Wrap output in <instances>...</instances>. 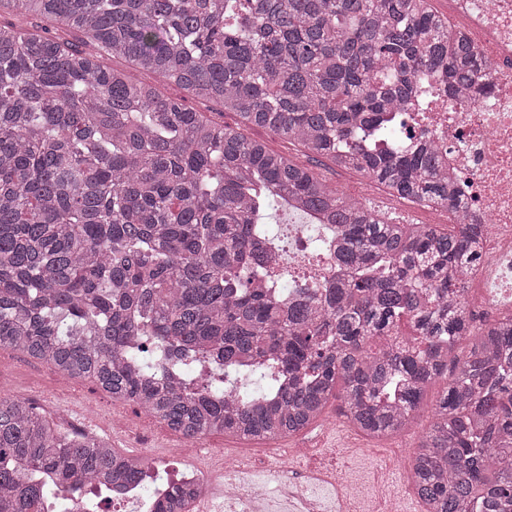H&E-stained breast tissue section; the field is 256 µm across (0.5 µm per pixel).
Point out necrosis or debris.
I'll list each match as a JSON object with an SVG mask.
<instances>
[{"instance_id":"obj_1","label":"necrosis or debris","mask_w":512,"mask_h":512,"mask_svg":"<svg viewBox=\"0 0 512 512\" xmlns=\"http://www.w3.org/2000/svg\"><path fill=\"white\" fill-rule=\"evenodd\" d=\"M448 24L493 58L489 79L464 101L435 85V99L412 117L417 132L438 144L452 191L482 226L487 251L469 270L470 292L464 297L467 312L481 319L512 311V0H448ZM281 230L283 294H291L301 277L310 287H321L334 263L328 244L335 225L310 218L289 221ZM181 447L182 467L170 466L165 452L144 449L145 480L105 486L99 497L118 512H153L155 500L182 487L191 492L193 505L219 500L225 512H327L306 482H286L274 495L256 480L247 458L226 456L198 441Z\"/></svg>"}]
</instances>
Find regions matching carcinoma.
Here are the masks:
<instances>
[{
  "label": "carcinoma",
  "mask_w": 512,
  "mask_h": 512,
  "mask_svg": "<svg viewBox=\"0 0 512 512\" xmlns=\"http://www.w3.org/2000/svg\"><path fill=\"white\" fill-rule=\"evenodd\" d=\"M2 14L26 25L0 23V348L190 438L298 434L332 399L380 438L444 378L410 462L415 494L431 512H512V316L478 322L462 303L480 225L400 224L248 134L462 211L403 112L421 73L463 93L488 64L430 0H0ZM115 56L129 69L103 65ZM286 205L339 226L344 271L289 301L247 276L275 252ZM403 318L416 335L370 346ZM143 474L0 396V512H71L84 483ZM139 78L143 81L155 84L159 92L164 96L184 98L187 107L193 110L199 112H214V114L210 113L212 117H214L218 121H224V124L232 125L235 122L236 117L234 116L233 113L224 112V117L220 116L219 114H216V112L224 110L219 105H216L214 103H201L198 100L188 96L183 90H181L177 86L160 81L153 74L143 73L139 75ZM211 108L216 109L217 111H213L211 110ZM251 136L263 140L274 152L288 156L297 163L307 164L308 158L297 146L289 144L268 129H255L250 132Z\"/></svg>",
  "instance_id": "carcinoma-1"
}]
</instances>
